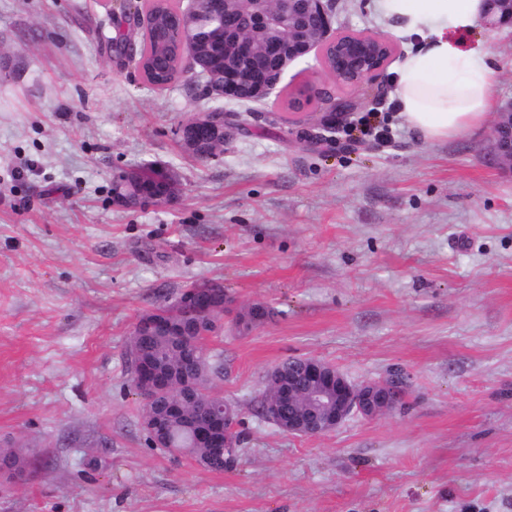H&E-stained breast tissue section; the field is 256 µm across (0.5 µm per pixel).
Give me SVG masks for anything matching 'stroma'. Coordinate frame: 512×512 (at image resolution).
<instances>
[{
    "label": "stroma",
    "mask_w": 512,
    "mask_h": 512,
    "mask_svg": "<svg viewBox=\"0 0 512 512\" xmlns=\"http://www.w3.org/2000/svg\"><path fill=\"white\" fill-rule=\"evenodd\" d=\"M366 2L338 0L337 30L385 32ZM123 3L0 0V446L51 464L0 481V512H512V174L493 121L419 140L392 94L398 35L357 87L317 49L259 101L184 76L158 90L112 51L133 28ZM461 40L488 47L495 101H511L512 30ZM216 107L233 127L201 162L175 130ZM148 165L177 200L114 206L115 174ZM203 281L273 311L245 334L226 312L207 342L212 389L239 411L221 472L151 447L127 353L144 314ZM290 357L357 383L400 375L402 405L283 432L259 401Z\"/></svg>",
    "instance_id": "obj_1"
}]
</instances>
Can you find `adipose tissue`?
Here are the masks:
<instances>
[{"label":"adipose tissue","mask_w":512,"mask_h":512,"mask_svg":"<svg viewBox=\"0 0 512 512\" xmlns=\"http://www.w3.org/2000/svg\"><path fill=\"white\" fill-rule=\"evenodd\" d=\"M373 8L396 31L420 38L394 81L400 113L417 136L441 141L482 125L493 107L495 69L487 52L461 51L448 37L478 23L482 0H374Z\"/></svg>","instance_id":"1"}]
</instances>
